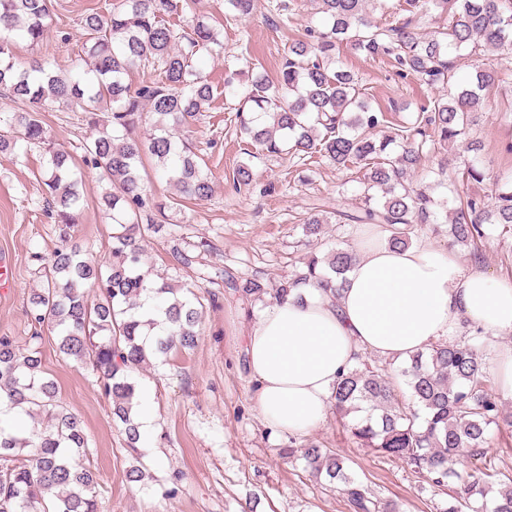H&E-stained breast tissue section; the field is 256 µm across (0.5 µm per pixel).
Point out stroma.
<instances>
[{
	"label": "stroma",
	"mask_w": 512,
	"mask_h": 512,
	"mask_svg": "<svg viewBox=\"0 0 512 512\" xmlns=\"http://www.w3.org/2000/svg\"><path fill=\"white\" fill-rule=\"evenodd\" d=\"M103 3L52 0L50 29L39 46L16 47V69H27L36 59L65 63L84 40L81 17ZM197 12L211 17L224 42L223 55L204 49L193 60L214 91L205 112L190 126L196 149L212 172L214 191L168 211V231L151 240L147 260L180 284L199 287L203 316L198 344L191 351L173 350L166 362L140 372L141 386L154 398L155 426L143 436L137 459L127 451L90 368L63 362L47 326L42 329V370L55 382L63 405L84 423L90 453L83 462L98 476L101 512H347L338 489L311 477L302 461L283 455L288 435L269 429L258 414L244 348L264 302L242 298L212 282L217 270L228 268L274 283L308 251L353 246L357 225L327 224L314 239L305 236L300 224L311 212L327 215L350 209L358 185L349 173L317 154L301 165L289 156L247 146L245 135L231 121L250 79L245 74L231 76L225 57L248 49L254 70L276 79L288 40L299 38L319 19L303 0H254L249 17L231 23L224 20L222 0H196L194 8H179L165 19L182 31L189 29ZM336 58L355 73L395 124L443 93L442 87L400 78L386 60L367 58L345 46ZM228 78L236 85L235 94L224 91ZM41 118L56 144L82 157L81 146L90 131L78 113L48 105ZM471 136L484 146L479 158L486 179L476 190L487 193L497 177L512 173V154L504 151L512 141V83L486 93ZM243 163L252 170L246 185L234 179ZM42 166V154L35 148L16 160L0 155V255L10 258L14 278L13 288L0 293V336L14 337L21 345L34 331L28 299L41 285L38 259L59 244L45 201ZM106 185L100 171L85 170L80 187L83 212L74 231L86 254L99 262L109 258L113 232L111 221L97 207ZM179 239L204 240L211 249L200 254L193 268L173 273L168 253ZM483 253V271L512 282V234L493 232L483 243ZM307 437L346 457L351 474L379 498L393 501L399 512H439L447 502L445 494L418 481L403 461L357 447L335 414H328ZM138 460L151 471L153 481L127 480Z\"/></svg>",
	"instance_id": "35a3bbf8"
}]
</instances>
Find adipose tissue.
<instances>
[{
	"mask_svg": "<svg viewBox=\"0 0 512 512\" xmlns=\"http://www.w3.org/2000/svg\"><path fill=\"white\" fill-rule=\"evenodd\" d=\"M340 297L303 288L266 306L246 337L247 365L265 424L289 435L318 426L340 372L370 351L398 361L473 326L512 332V282L464 267L455 253L420 243L360 238Z\"/></svg>",
	"mask_w": 512,
	"mask_h": 512,
	"instance_id": "1",
	"label": "adipose tissue"
}]
</instances>
